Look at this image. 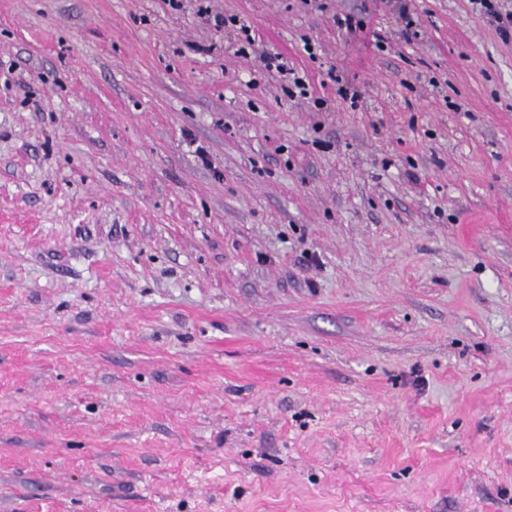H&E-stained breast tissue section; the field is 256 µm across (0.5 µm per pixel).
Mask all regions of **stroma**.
<instances>
[{
    "mask_svg": "<svg viewBox=\"0 0 512 512\" xmlns=\"http://www.w3.org/2000/svg\"><path fill=\"white\" fill-rule=\"evenodd\" d=\"M323 2L0 0V512H512V39ZM195 2V13L202 19L206 25L210 26L217 34L230 37L236 48V53L244 56L249 55V50L258 59L259 68L262 71L273 72L274 70L281 76L288 79V74L292 75V83L298 90L299 97L307 99L313 94V87L307 75L300 77L292 69L288 70V62L277 52L262 51L257 52L255 33L252 35L251 26L241 23L240 19L233 14H226L214 11L210 6L211 0H193Z\"/></svg>",
    "mask_w": 512,
    "mask_h": 512,
    "instance_id": "stroma-1",
    "label": "stroma"
}]
</instances>
